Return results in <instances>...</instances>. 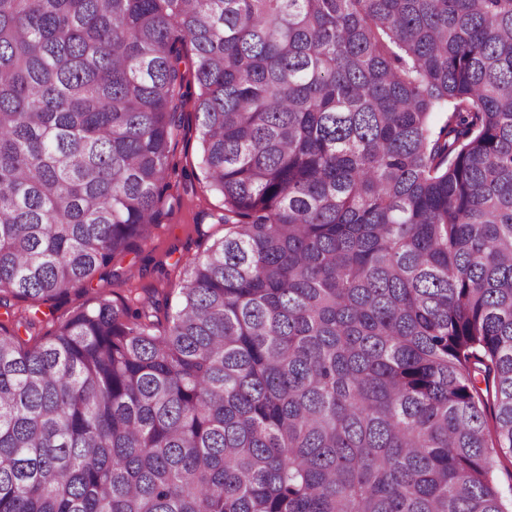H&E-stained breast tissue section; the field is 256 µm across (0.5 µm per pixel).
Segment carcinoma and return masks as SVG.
<instances>
[{"label": "carcinoma", "mask_w": 512, "mask_h": 512, "mask_svg": "<svg viewBox=\"0 0 512 512\" xmlns=\"http://www.w3.org/2000/svg\"><path fill=\"white\" fill-rule=\"evenodd\" d=\"M192 95L224 237L0 323V512H512V0H0V294L151 234Z\"/></svg>", "instance_id": "carcinoma-1"}]
</instances>
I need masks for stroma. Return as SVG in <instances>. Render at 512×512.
Masks as SVG:
<instances>
[{"mask_svg":"<svg viewBox=\"0 0 512 512\" xmlns=\"http://www.w3.org/2000/svg\"><path fill=\"white\" fill-rule=\"evenodd\" d=\"M171 189L167 214L148 240L118 254L91 282L75 285L46 302L8 298L0 305V323L15 327L18 316L31 317L36 333L46 334L74 309L96 299L136 304L151 298L176 299L184 260L201 254L224 236L214 216L223 206L209 191L200 172L198 121L193 104H186L184 124L172 142Z\"/></svg>","mask_w":512,"mask_h":512,"instance_id":"1","label":"stroma"}]
</instances>
